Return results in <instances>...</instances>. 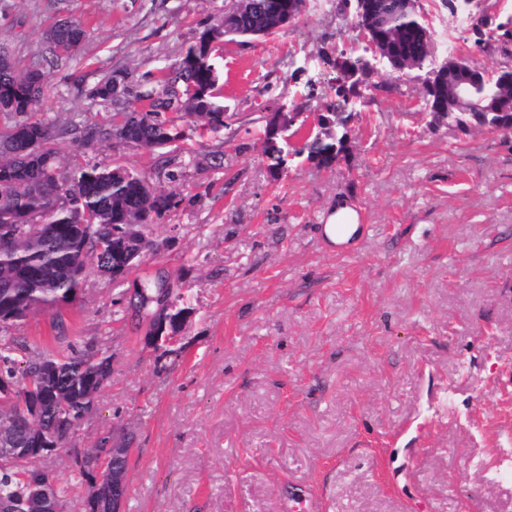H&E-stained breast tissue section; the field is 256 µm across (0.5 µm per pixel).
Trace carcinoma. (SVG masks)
I'll return each instance as SVG.
<instances>
[{"label":"carcinoma","instance_id":"cac0c4a2","mask_svg":"<svg viewBox=\"0 0 512 512\" xmlns=\"http://www.w3.org/2000/svg\"><path fill=\"white\" fill-rule=\"evenodd\" d=\"M301 0H232L225 17L236 21L243 32L270 36L282 31L279 17L287 8L301 14ZM377 48L397 70L420 69L433 64L431 38L422 31L416 12L403 0H371L360 20ZM87 30L76 21L70 29L54 24L45 35L47 50L72 57L77 51H61L71 40L84 43ZM198 54L197 64L186 68L178 61L162 71L156 86L135 92L129 73L116 70L90 91V97L113 108L112 121H93L83 126L56 124L36 117L44 95V75L35 65L27 68L10 62L0 69V114L12 120L0 133V330L33 312L57 309L77 298L89 269L112 275V253L100 249L104 241H127L135 259L156 254L161 243L153 232V219L174 207L170 195L152 186L146 176L123 165L77 166L59 171L53 145L69 139L78 147L110 140H136L149 152L163 150L179 137L176 121L193 117L213 132L229 129L232 115L221 100L219 73L213 53L191 44L184 56ZM336 69L335 97L321 103L323 119L313 139L294 149L308 153L321 167L336 161L332 148L347 135L352 112L350 97L356 95L353 76L364 70L360 58L340 53L322 54ZM476 77L482 68L468 60L448 58L432 70L425 87V109L431 123L452 125L462 133L473 130L512 134V70L501 71L493 82L480 83L477 107L457 104L448 96V84L459 67ZM34 74L33 91L21 87ZM141 104V108L133 104ZM284 106L268 107L263 135L275 124L288 126ZM82 184V194L70 198V183ZM38 219L28 224L27 219ZM138 324L151 333L168 314L177 319L188 310L180 287L158 272L134 289L130 301ZM112 371V355L91 339L70 344L62 352H36L15 338L0 339V385L12 393L0 395V441L26 448L31 436L29 415L41 404L39 425L58 448H66L78 422L91 412ZM124 444H114L112 431L102 433L88 451L74 453V464L90 476L100 462L112 465ZM44 454L34 451L18 458H0V512H59L63 500L55 479L38 467Z\"/></svg>","mask_w":512,"mask_h":512}]
</instances>
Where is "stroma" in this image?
<instances>
[{
  "instance_id": "obj_1",
  "label": "stroma",
  "mask_w": 512,
  "mask_h": 512,
  "mask_svg": "<svg viewBox=\"0 0 512 512\" xmlns=\"http://www.w3.org/2000/svg\"><path fill=\"white\" fill-rule=\"evenodd\" d=\"M443 62L489 72L512 42L456 29L457 14L512 18V0H416ZM231 0H0V43L47 84L44 119L83 124L106 74L142 80L174 63ZM80 20V53L53 57L45 32ZM354 7L306 0L279 35L217 45L233 138L201 131L158 155L111 141L55 144L61 167L123 165L177 205L156 218L160 253L125 281L89 270L64 306L66 333L96 339L112 374L72 445L43 461L65 512H85L90 481L72 463L103 430L130 440L125 512H512V485L467 467L512 435V137L431 127L427 69L394 72L360 35ZM372 62L350 148L331 167L288 155L279 179L260 130L271 99L315 123L308 84L330 91L321 48ZM180 176L159 177L161 157ZM350 198L367 230L340 254L320 228ZM165 271L192 312L173 351L145 344L128 307L137 279ZM51 312L8 330L37 350L59 344ZM466 421L448 415L449 407Z\"/></svg>"
}]
</instances>
